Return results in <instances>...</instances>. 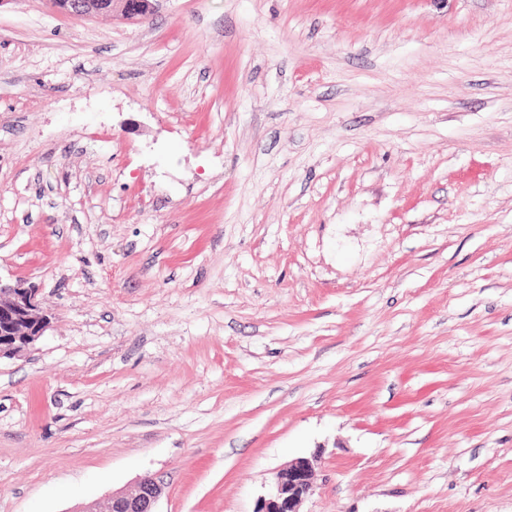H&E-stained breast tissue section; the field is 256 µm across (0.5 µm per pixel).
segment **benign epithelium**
I'll list each match as a JSON object with an SVG mask.
<instances>
[{"instance_id":"benign-epithelium-1","label":"benign epithelium","mask_w":512,"mask_h":512,"mask_svg":"<svg viewBox=\"0 0 512 512\" xmlns=\"http://www.w3.org/2000/svg\"><path fill=\"white\" fill-rule=\"evenodd\" d=\"M122 14L140 21L154 13L155 0H54L53 8L62 13L85 17L111 11L115 2ZM50 323L38 299V289L25 279L12 285L0 284V359L25 354L43 335ZM318 455L299 457L280 469L267 494L260 497L256 512H300V506L314 494L313 481ZM164 485L156 477H141L131 491H114L105 502H91L74 512H156Z\"/></svg>"}]
</instances>
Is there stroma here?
<instances>
[{"label": "stroma", "mask_w": 512, "mask_h": 512, "mask_svg": "<svg viewBox=\"0 0 512 512\" xmlns=\"http://www.w3.org/2000/svg\"><path fill=\"white\" fill-rule=\"evenodd\" d=\"M0 512H512V0H0ZM155 1L157 0H54L53 8L71 16L85 17L104 10L111 11L114 3L120 2L124 16L142 21L153 15ZM50 323L38 299V288L25 279L0 282V360L25 354ZM318 455L299 457L280 469L267 494L258 500L255 512H301L300 506L314 494L313 481ZM164 493V485L156 477H141L131 491H112L105 502H91L73 512H159L156 504Z\"/></svg>", "instance_id": "obj_1"}]
</instances>
